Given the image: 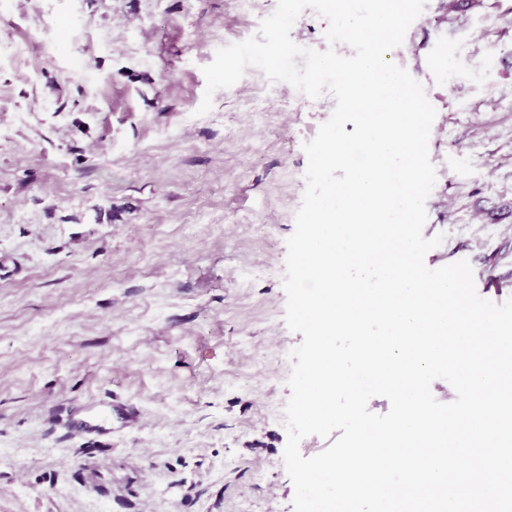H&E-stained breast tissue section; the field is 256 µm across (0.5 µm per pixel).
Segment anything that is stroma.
Wrapping results in <instances>:
<instances>
[{"label":"stroma","mask_w":512,"mask_h":512,"mask_svg":"<svg viewBox=\"0 0 512 512\" xmlns=\"http://www.w3.org/2000/svg\"><path fill=\"white\" fill-rule=\"evenodd\" d=\"M277 0H0V512H293L286 240L331 108L203 66ZM427 267L512 298V0H428ZM140 414L73 435L85 406Z\"/></svg>","instance_id":"stroma-1"}]
</instances>
